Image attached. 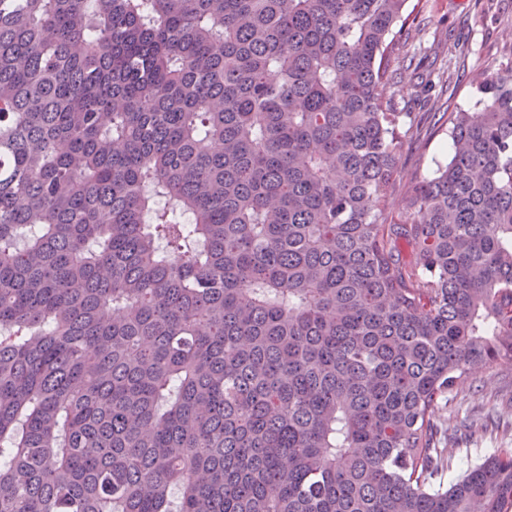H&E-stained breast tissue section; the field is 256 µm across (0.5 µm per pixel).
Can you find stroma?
<instances>
[{"label": "stroma", "instance_id": "1", "mask_svg": "<svg viewBox=\"0 0 512 512\" xmlns=\"http://www.w3.org/2000/svg\"><path fill=\"white\" fill-rule=\"evenodd\" d=\"M412 13L394 40L398 74L390 93L397 111L416 112L418 131L405 143L393 187L401 209L407 181L433 177L449 159L447 115L479 111L475 78L512 59V0H409ZM481 428L465 431L471 420ZM440 434L457 433L451 482L499 448H512V361L472 366L440 404Z\"/></svg>", "mask_w": 512, "mask_h": 512}]
</instances>
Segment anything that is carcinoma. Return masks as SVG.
<instances>
[{
	"instance_id": "cac0c4a2",
	"label": "carcinoma",
	"mask_w": 512,
	"mask_h": 512,
	"mask_svg": "<svg viewBox=\"0 0 512 512\" xmlns=\"http://www.w3.org/2000/svg\"><path fill=\"white\" fill-rule=\"evenodd\" d=\"M407 2L0 0V512L512 503L434 424L512 359V68L391 211Z\"/></svg>"
}]
</instances>
